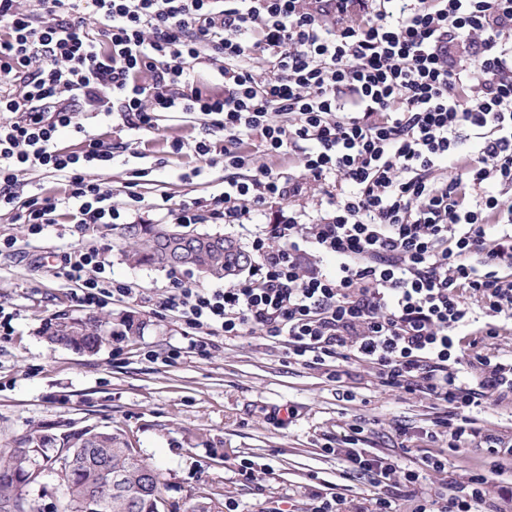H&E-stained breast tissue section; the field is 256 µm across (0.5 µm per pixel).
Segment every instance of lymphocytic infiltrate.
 <instances>
[{"instance_id":"1","label":"lymphocytic infiltrate","mask_w":512,"mask_h":512,"mask_svg":"<svg viewBox=\"0 0 512 512\" xmlns=\"http://www.w3.org/2000/svg\"><path fill=\"white\" fill-rule=\"evenodd\" d=\"M460 46L470 62L455 60ZM206 51L224 60L217 91L195 83ZM255 51L273 64L266 79ZM105 93L106 115L137 132L160 112L203 116L209 136L193 151L228 168L246 165L240 146L256 131L265 152L302 148L299 176L260 166L228 181L225 223L309 182L329 208L314 224L266 225L233 286L177 284L158 308L209 336L285 343L297 362L372 365L384 386L451 406L438 422L449 448L498 454L471 414L512 396V356L491 347L512 321V203L494 193L512 188V0H38L30 12L0 0V210L35 232L62 210L74 224L118 219L111 190L85 175L115 145L57 147L61 131L85 135L84 110ZM36 167L65 178L64 196L18 194ZM438 168L450 176L435 181ZM61 267L83 307L132 293L99 252ZM361 433L342 437L344 468L376 487L369 512H399L382 487L421 473L363 454ZM489 477L473 467L412 512H481Z\"/></svg>"}]
</instances>
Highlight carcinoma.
I'll list each match as a JSON object with an SVG mask.
<instances>
[{"mask_svg": "<svg viewBox=\"0 0 512 512\" xmlns=\"http://www.w3.org/2000/svg\"><path fill=\"white\" fill-rule=\"evenodd\" d=\"M168 227L161 224H128L123 237L131 250L127 259L136 265L158 269L172 268L162 256ZM248 254L233 240L222 235L210 248L193 260L194 270L213 279H222L248 265ZM69 314L48 318L40 335L52 345L77 352L96 348L112 335L104 318H80L76 326L67 325ZM9 449L82 448L72 478L62 483L65 490L64 512H156V499L162 497L161 480L156 469L146 464L118 432L98 431L91 427H70L63 432L33 429L3 444ZM24 459L5 451L0 454V502L20 499L25 493Z\"/></svg>", "mask_w": 512, "mask_h": 512, "instance_id": "carcinoma-1", "label": "carcinoma"}]
</instances>
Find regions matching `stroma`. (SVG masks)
Returning a JSON list of instances; mask_svg holds the SVG:
<instances>
[{
  "instance_id": "35a3bbf8",
  "label": "stroma",
  "mask_w": 512,
  "mask_h": 512,
  "mask_svg": "<svg viewBox=\"0 0 512 512\" xmlns=\"http://www.w3.org/2000/svg\"><path fill=\"white\" fill-rule=\"evenodd\" d=\"M85 124L94 138L132 144L110 165L86 171L111 189L121 221L90 230L47 224L34 234L0 211V309L15 315L11 336L0 341V443L69 423L121 431L159 472L166 512H187L211 493L220 502L235 501L238 512H308L318 495L332 492L368 506L372 485L346 477L341 459L330 453L354 425L365 428L360 451L397 459L406 468L420 466L429 454L447 455L445 471L427 472L420 495L466 481L465 455L449 451L447 437L434 443L419 437L448 414L446 403L381 386L376 369L366 364L338 387L326 368L291 362L283 344L258 336H212L206 349H198L178 313L160 310L155 300L173 282L209 288L212 280L126 262L122 224L151 218V206L164 192L178 202L195 199L207 206L197 232L221 234L249 248L281 206L261 207L247 224L224 223L214 206L225 180L246 179L256 166L300 175V153L264 154L255 135L242 146L248 166L234 170L225 168L222 157L206 165L190 151L191 143L207 137L193 115L161 113L150 132L134 133L98 116ZM178 142L184 145L179 152ZM89 248L104 253L112 278L133 290L107 300L95 315L115 324L132 315L141 323L139 332L112 337L90 355L50 345L38 334L54 314L86 315L60 258ZM174 349L181 356L172 361L167 354ZM494 462L486 501L495 512H512V456L501 454ZM244 463L252 465L254 480L240 475Z\"/></svg>"
}]
</instances>
